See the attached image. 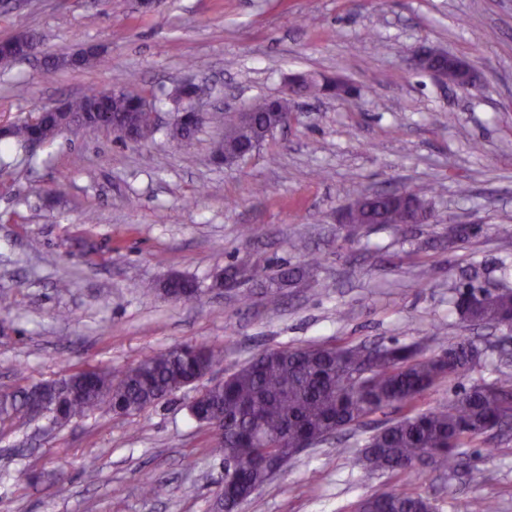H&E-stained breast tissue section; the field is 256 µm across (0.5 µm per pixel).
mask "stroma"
Here are the masks:
<instances>
[{"mask_svg":"<svg viewBox=\"0 0 512 512\" xmlns=\"http://www.w3.org/2000/svg\"><path fill=\"white\" fill-rule=\"evenodd\" d=\"M34 34L40 56L0 68V125L36 107L136 79L159 113L187 76L237 112L280 95L293 74L340 75L360 96L298 97V123L251 159L213 156L220 130L187 143L158 133L121 142L102 128L68 131L35 151L0 153V389L110 371L182 344L222 349L221 366L135 414L102 408L66 424L50 415L0 421V512H212L224 459L189 413L192 400L263 351L306 344L410 343L430 351L477 340L480 363L430 389L424 405L497 381L512 329L462 323L459 289H512V0H8L0 40ZM419 44L466 59L467 93L412 71ZM87 45L104 68L54 71L46 58ZM418 188L437 221L400 233L374 224L346 237L338 219L364 192ZM456 224L469 238L449 239ZM300 240L306 254L293 251ZM320 264L284 288L215 285L231 264L268 274ZM195 279V302L160 291ZM67 291H59L60 282ZM369 427L294 457L239 512H356L398 487L436 512L475 498L512 512V427L460 449L441 471L356 465ZM167 489L145 494L147 481Z\"/></svg>","mask_w":512,"mask_h":512,"instance_id":"1","label":"stroma"}]
</instances>
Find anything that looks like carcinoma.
<instances>
[{"instance_id": "cac0c4a2", "label": "carcinoma", "mask_w": 512, "mask_h": 512, "mask_svg": "<svg viewBox=\"0 0 512 512\" xmlns=\"http://www.w3.org/2000/svg\"><path fill=\"white\" fill-rule=\"evenodd\" d=\"M15 46L12 56L24 57L30 33L9 39ZM52 69L98 68L107 64L106 54L91 51L81 56L59 53L51 57ZM347 83L340 77L313 80L305 90L313 96H343ZM144 97L136 79L115 96L90 94L67 102L66 117L93 122L96 114H115L121 126L136 130L138 140L154 138L157 129L146 124L138 106ZM292 111L291 102L273 98L268 110L248 125L224 123V137L215 146L224 159L242 155L245 147L267 144L276 128ZM67 131L63 122L47 118L41 122L23 120L8 126L6 138L25 144L33 137L50 143ZM355 220L366 224L406 226L405 213L395 193L363 194L354 202ZM318 265L308 258L298 269H280L274 276L278 287ZM175 300L192 302L198 284L174 275L162 286ZM461 292L455 307L460 319L488 325L512 320V291L487 293L477 316L467 315V294ZM418 342L389 345L325 346L309 344L267 350L224 377V383L205 389L196 397L194 412L206 419L217 437L212 452L224 456L225 498L246 499L254 483L271 477L265 457L273 449L288 444L311 447L343 430L395 406L398 419L377 427L367 439L359 463L369 472H394L424 460L436 468H448V461L487 432L512 421V372L502 371L494 384L475 385L446 404L422 406L425 393L436 383L455 378L473 369L481 359L480 348L469 339L440 347L445 358L425 353ZM224 362V353L207 346L171 348L120 371L85 368L73 371L62 385L73 392L69 400L46 403L53 420L63 424L106 405L115 412H140L179 389L192 385L214 366ZM27 390L0 393V419L23 410ZM368 512H432L431 502L394 487L366 498Z\"/></svg>"}]
</instances>
